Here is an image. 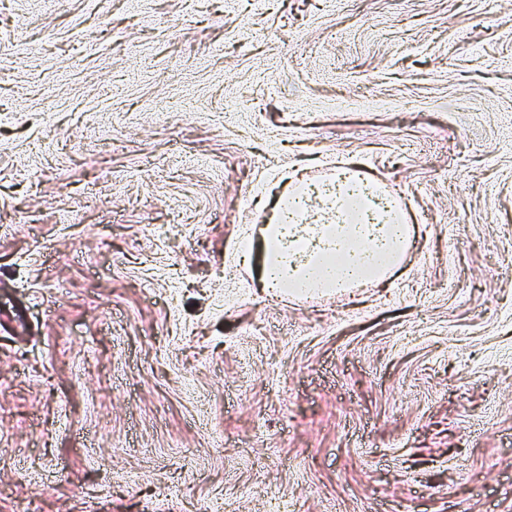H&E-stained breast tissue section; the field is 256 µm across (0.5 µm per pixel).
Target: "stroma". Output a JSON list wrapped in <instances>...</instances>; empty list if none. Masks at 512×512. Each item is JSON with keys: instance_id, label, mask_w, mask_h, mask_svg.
Listing matches in <instances>:
<instances>
[{"instance_id": "35a3bbf8", "label": "stroma", "mask_w": 512, "mask_h": 512, "mask_svg": "<svg viewBox=\"0 0 512 512\" xmlns=\"http://www.w3.org/2000/svg\"><path fill=\"white\" fill-rule=\"evenodd\" d=\"M416 245L263 287L289 177ZM512 512V0H0V512Z\"/></svg>"}]
</instances>
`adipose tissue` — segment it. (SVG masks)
Wrapping results in <instances>:
<instances>
[{
	"mask_svg": "<svg viewBox=\"0 0 512 512\" xmlns=\"http://www.w3.org/2000/svg\"><path fill=\"white\" fill-rule=\"evenodd\" d=\"M348 186H298L277 197L273 223L260 229L262 284L293 293L381 282L412 234L384 197L363 194L351 206Z\"/></svg>",
	"mask_w": 512,
	"mask_h": 512,
	"instance_id": "ef3b65f1",
	"label": "adipose tissue"
}]
</instances>
